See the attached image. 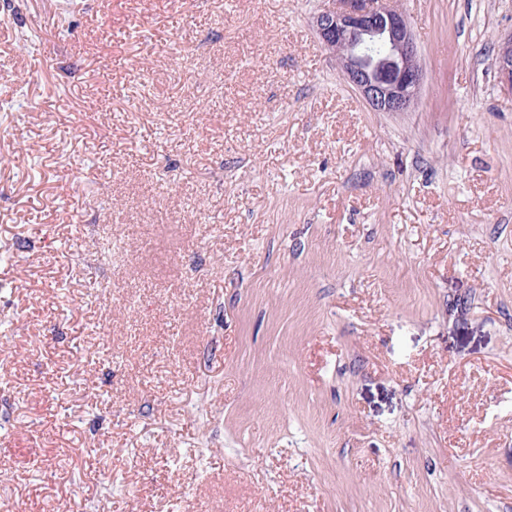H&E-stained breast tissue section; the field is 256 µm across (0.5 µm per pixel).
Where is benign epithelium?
<instances>
[{
    "label": "benign epithelium",
    "instance_id": "obj_1",
    "mask_svg": "<svg viewBox=\"0 0 512 512\" xmlns=\"http://www.w3.org/2000/svg\"><path fill=\"white\" fill-rule=\"evenodd\" d=\"M314 16L323 46L336 55L346 80L376 112H408L417 104L424 68L405 15L390 0H332ZM512 89V35L497 59Z\"/></svg>",
    "mask_w": 512,
    "mask_h": 512
}]
</instances>
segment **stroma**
Masks as SVG:
<instances>
[{
	"mask_svg": "<svg viewBox=\"0 0 512 512\" xmlns=\"http://www.w3.org/2000/svg\"><path fill=\"white\" fill-rule=\"evenodd\" d=\"M0 13V505L512 512V0H393L377 112L328 0ZM332 2V8L314 16L313 26L323 46L336 55L346 80L374 111H410L418 101L424 68L405 15L390 0ZM378 42L386 46L384 60L369 54ZM496 63L501 81L512 90V35L502 43Z\"/></svg>",
	"mask_w": 512,
	"mask_h": 512,
	"instance_id": "35a3bbf8",
	"label": "stroma"
}]
</instances>
